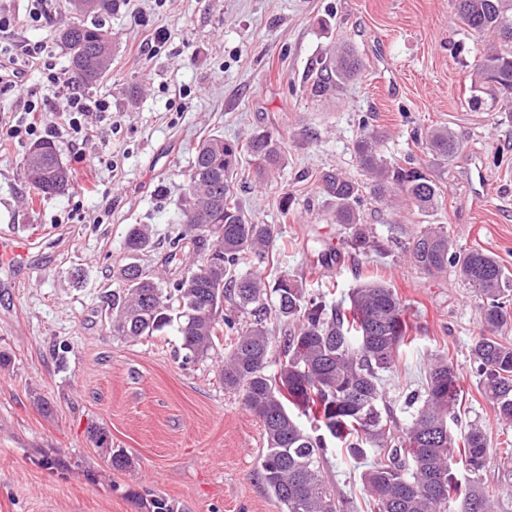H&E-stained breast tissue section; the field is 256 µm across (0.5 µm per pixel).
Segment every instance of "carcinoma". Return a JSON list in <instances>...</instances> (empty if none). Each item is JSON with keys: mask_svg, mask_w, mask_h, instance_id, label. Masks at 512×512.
<instances>
[{"mask_svg": "<svg viewBox=\"0 0 512 512\" xmlns=\"http://www.w3.org/2000/svg\"><path fill=\"white\" fill-rule=\"evenodd\" d=\"M79 16L112 14L119 0H95ZM458 16L479 45L472 73L474 103L487 97L512 104V0H458ZM69 54L72 80L81 87L97 84L112 64V44L94 27L73 21L60 30ZM360 63L343 51L321 67L314 93L354 76ZM380 134L365 128L354 150L367 181L359 183L329 169L317 176L322 193L335 209L336 223L357 224L365 195L380 202L399 196L419 212L438 207L434 179L411 163L390 162L378 152ZM423 149L447 163L460 143L446 128H434L421 139ZM255 161L258 177L271 175L281 160L279 143L258 135L246 143L215 134L200 142L186 171L177 232L166 263L177 277L156 278L136 261L152 247L144 224L125 238L130 262L119 270L109 315L121 336H155L172 327L180 337L185 364L217 349L220 332L235 334L221 373L224 388L242 392L245 407L262 423L266 453L258 475L284 506V512H357L325 481L327 456L336 452L368 465L362 488L374 512H495L497 495L483 485L481 472L493 449L483 430L467 432L461 462L468 474L461 484L452 473L455 420L461 389L448 355L432 359L424 399L403 426L386 410L381 375L391 371L402 347L414 342L407 309L395 289L365 281L348 299L327 304L309 293L303 281L286 272L266 280L249 269L252 261L274 262L270 247L279 237L275 224H253L235 193L243 155ZM52 140L33 143L24 165L46 198L63 193L70 178L58 162ZM410 255L431 275L452 265L463 284L481 301L482 332L471 346L484 397L498 420L512 427V343L496 336L512 323V271L478 249L458 253L444 227L422 230ZM284 328L273 335L269 320ZM280 354L270 358L272 343Z\"/></svg>", "mask_w": 512, "mask_h": 512, "instance_id": "obj_1", "label": "carcinoma"}]
</instances>
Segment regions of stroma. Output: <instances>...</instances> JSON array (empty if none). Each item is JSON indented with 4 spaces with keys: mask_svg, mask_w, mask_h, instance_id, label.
I'll return each mask as SVG.
<instances>
[{
    "mask_svg": "<svg viewBox=\"0 0 512 512\" xmlns=\"http://www.w3.org/2000/svg\"><path fill=\"white\" fill-rule=\"evenodd\" d=\"M30 8L0 0L14 22L0 41L41 43L67 68L59 31L72 19L68 0H52L51 21L36 27ZM85 22L112 42L108 72L88 89L110 110L80 145L46 115L71 189L37 196L23 166L28 142L0 144V231L33 240L42 266L32 277L0 266V351L11 358L0 368V512H141L139 498L166 499L175 512H284L257 476L262 424L225 390L217 363L182 364L175 332L130 340L106 315L130 225L151 231L140 264L172 278L165 256L181 173L215 133H267L284 150L273 178L237 189L250 221L277 225L288 243L262 275L288 272L312 292L334 286L336 303L372 277L405 303L415 341L382 382L398 422L409 421L412 395L444 352L462 390L454 435L476 422L491 445L503 442L470 356L479 300L454 272L433 276L409 259L415 234L440 224L457 249L494 254L512 270V119L504 105L468 104L476 50L455 0H120ZM345 48L363 69L313 95L322 62ZM366 126L383 133L388 160L431 167L441 198L426 216L365 201L359 228L374 245L362 254L351 247L355 228L332 222L316 176L360 177L354 144ZM439 126L462 146L445 167L418 143ZM94 427L110 449L96 447ZM113 450L129 467H113Z\"/></svg>",
    "mask_w": 512,
    "mask_h": 512,
    "instance_id": "35a3bbf8",
    "label": "stroma"
}]
</instances>
